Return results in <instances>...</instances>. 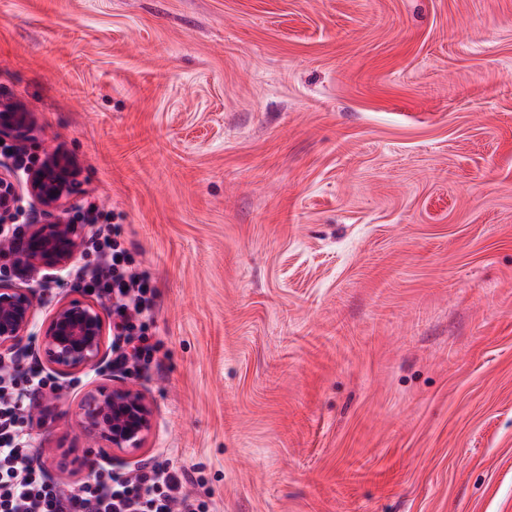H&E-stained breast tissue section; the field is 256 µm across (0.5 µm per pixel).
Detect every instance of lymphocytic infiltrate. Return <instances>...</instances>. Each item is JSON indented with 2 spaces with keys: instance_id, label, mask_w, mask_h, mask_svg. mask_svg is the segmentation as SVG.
Returning a JSON list of instances; mask_svg holds the SVG:
<instances>
[{
  "instance_id": "obj_1",
  "label": "lymphocytic infiltrate",
  "mask_w": 512,
  "mask_h": 512,
  "mask_svg": "<svg viewBox=\"0 0 512 512\" xmlns=\"http://www.w3.org/2000/svg\"><path fill=\"white\" fill-rule=\"evenodd\" d=\"M118 228L98 225L82 267L95 291L112 299L113 327L123 341L117 365L138 366L156 349L147 334L156 309V292L121 248ZM49 385L34 365L0 363V512H206L185 487L192 477L172 462L156 461L132 475L98 473L73 487L48 481L33 463L26 411Z\"/></svg>"
}]
</instances>
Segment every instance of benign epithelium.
<instances>
[{"mask_svg":"<svg viewBox=\"0 0 512 512\" xmlns=\"http://www.w3.org/2000/svg\"><path fill=\"white\" fill-rule=\"evenodd\" d=\"M38 131L33 113L13 102L0 101V141L26 144ZM83 193L69 161L47 153L20 179L11 169L0 170V224H12L20 202L51 215L31 224L17 252L0 243V255L17 265L46 271L67 268L81 254V225L70 217L71 202ZM32 289L0 280V358L14 353L28 336L36 315ZM107 328L99 307L85 298L60 302L47 316L38 336V354L59 377L99 367L106 359ZM84 433L112 449L111 463L129 464L145 447L154 430V413L145 396L123 382L98 384L83 394L77 412Z\"/></svg>","mask_w":512,"mask_h":512,"instance_id":"benign-epithelium-1","label":"benign epithelium"}]
</instances>
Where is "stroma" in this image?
I'll return each mask as SVG.
<instances>
[{
    "label": "stroma",
    "mask_w": 512,
    "mask_h": 512,
    "mask_svg": "<svg viewBox=\"0 0 512 512\" xmlns=\"http://www.w3.org/2000/svg\"><path fill=\"white\" fill-rule=\"evenodd\" d=\"M0 100L157 293L146 368L34 402L50 481L119 380L208 512H512V0H0Z\"/></svg>",
    "instance_id": "35a3bbf8"
}]
</instances>
